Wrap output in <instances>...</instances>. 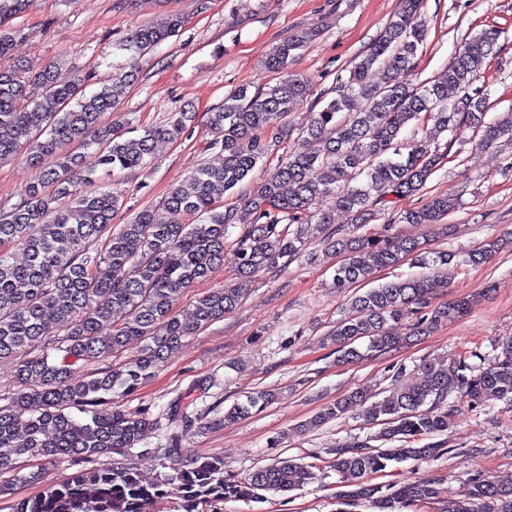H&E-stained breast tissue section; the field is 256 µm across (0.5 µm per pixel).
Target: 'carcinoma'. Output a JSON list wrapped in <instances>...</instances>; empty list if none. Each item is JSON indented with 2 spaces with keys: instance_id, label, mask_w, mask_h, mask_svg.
<instances>
[{
  "instance_id": "carcinoma-1",
  "label": "carcinoma",
  "mask_w": 512,
  "mask_h": 512,
  "mask_svg": "<svg viewBox=\"0 0 512 512\" xmlns=\"http://www.w3.org/2000/svg\"><path fill=\"white\" fill-rule=\"evenodd\" d=\"M27 2L0 0V161L21 155L38 170L21 202L0 211V361L15 362L17 384L10 402L0 406V471L25 455L48 465L67 460L81 467L59 482L47 481L43 467L29 472L24 481L43 483L45 489L16 498L12 512H146L147 505L168 496L171 486L178 492V512H208L226 500L259 501L266 493L285 496L300 489L316 474L313 466L294 459H279L235 479L224 475L223 457L198 456L171 463L152 481L131 463L97 467L90 462L103 454L127 456L157 425L146 412L130 415L112 406L115 393H136L169 353L241 303L243 288H212L197 298L191 319L174 311L184 290L224 265L225 240L236 212L222 205V197L253 174L276 145L282 118L310 94L308 79L288 73L290 58L308 35L273 48L266 64L281 74L277 83L252 94L242 88L209 113L211 145L219 150L221 163L199 165L169 191L167 218L144 209L129 223L115 224L121 195L98 183L95 171L82 168L81 151L94 149L106 175L118 180L151 163L155 142L182 137L196 112L187 104L165 123L136 134L109 120L134 71L115 72L104 90L88 93L89 74L61 83L48 70L25 76L19 65H5L17 35L10 19ZM419 6L420 0H401L384 31L354 60L348 76L339 79L336 96L312 114L300 147L281 158L246 198L253 221L236 238L237 279L245 282L279 260L299 255L306 240L326 232L336 208L349 213L354 223L365 224L390 197L418 194L440 164L433 144L441 134L456 137L471 128L484 148L512 140V114L485 121L486 97L482 88L473 87L501 31L489 28L472 36L428 86L410 88L396 80L397 73L416 67L426 40ZM183 24L181 15L169 14L136 30L120 49L130 54L134 68ZM374 69L383 70L379 84L368 80ZM423 113L433 127L404 154L401 135ZM456 205L455 198L439 195L401 219L436 224ZM16 245L26 251L20 265L9 260L8 250ZM508 247L512 235L492 238L463 262L481 265ZM332 248L345 254L336 268L338 289L367 282L409 256L432 271L354 296L331 334L339 363L395 349L405 337L392 335L394 324L408 320V337L425 336L470 308L467 300L432 305L433 274L458 264L452 252L392 236L341 238L332 241ZM53 326L64 335H46ZM134 340L142 342L135 355L108 365ZM37 348L42 349L39 355L33 354ZM79 361L91 371L75 381L72 366ZM419 372L414 384L393 388L374 401L351 392L300 425L304 431L316 428L360 407L371 423L381 426L379 439L398 443L384 450L363 443L336 449L334 467L345 484L339 494L344 505L367 500L374 512H402L437 498L434 483L413 481L384 492L370 477L393 461L442 451L431 438L448 433L450 394L474 409L512 397V340L500 346L486 367L460 355L451 363L439 357L425 360ZM272 399L273 394L257 391L246 402L232 404L211 425L234 424ZM443 512H512V483L478 473L467 498L448 501Z\"/></svg>"
}]
</instances>
